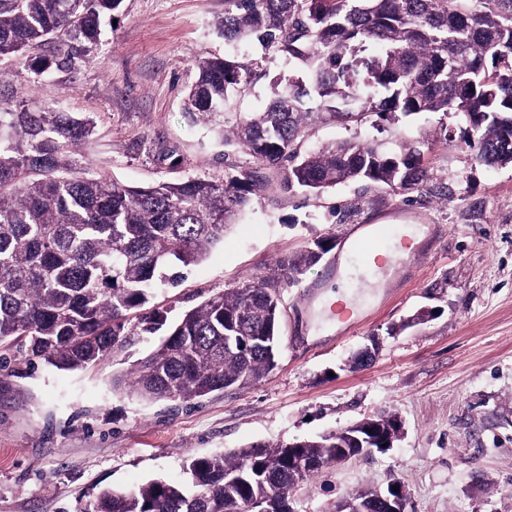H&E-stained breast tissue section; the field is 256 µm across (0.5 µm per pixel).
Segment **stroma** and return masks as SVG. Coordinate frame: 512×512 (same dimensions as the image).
Instances as JSON below:
<instances>
[{"label": "stroma", "mask_w": 512, "mask_h": 512, "mask_svg": "<svg viewBox=\"0 0 512 512\" xmlns=\"http://www.w3.org/2000/svg\"><path fill=\"white\" fill-rule=\"evenodd\" d=\"M223 15L224 0H122L89 61L35 86L12 68L0 95L59 101L92 118L83 152L131 186L253 170L210 123L187 119L195 59L252 64L255 78L229 112L263 111L275 92L305 81L306 69L258 42L224 41ZM463 130L452 113L313 116L299 153L350 139L391 153L416 145L427 179L404 192L361 181L316 195L285 187L278 168L260 169L261 189L223 242L175 268V283L130 313V344L83 370L12 361L0 371V512H85L105 487L185 481L193 457L313 439L391 414L402 424L393 447L298 484L289 493L295 512H335L361 486L393 481L405 487L409 512H512V167L476 162ZM163 146L173 159L156 160ZM370 224H410L420 240L365 281L345 238ZM318 241L328 253L280 288L279 353L263 379L188 404L115 387L184 311ZM154 311L166 324L144 332ZM366 347L372 361L355 366Z\"/></svg>", "instance_id": "obj_1"}]
</instances>
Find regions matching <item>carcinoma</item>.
I'll list each match as a JSON object with an SVG mask.
<instances>
[{
	"label": "carcinoma",
	"instance_id": "cac0c4a2",
	"mask_svg": "<svg viewBox=\"0 0 512 512\" xmlns=\"http://www.w3.org/2000/svg\"><path fill=\"white\" fill-rule=\"evenodd\" d=\"M121 0H0V61L37 82L89 59L101 20ZM224 40L255 39L308 68L263 112L241 113L224 141L260 165L283 170V184L308 192L354 181L410 190L427 177L421 152L400 155L343 141L299 156L312 94L317 109L341 117L360 98L379 114L453 112L466 124L476 161L512 166V0H224ZM59 44L46 57L36 50ZM194 68L186 114L195 122L224 108L253 76L234 57L205 56ZM88 117L58 105L0 97V347L32 364L82 370L109 359L129 336L131 311L166 281L163 269L202 261L260 189L250 172L130 186L94 168L81 152ZM321 243L279 261L295 282L325 251ZM262 278L213 294L186 311L158 347L131 371L133 389L151 400L189 403L265 377L277 354L280 295ZM398 422L373 419V432L348 427L288 445L256 443L230 455L196 457L191 484L152 479L130 491H99L89 512H292L290 490L341 463L354 438H374ZM382 489L351 500L385 512Z\"/></svg>",
	"mask_w": 512,
	"mask_h": 512
}]
</instances>
